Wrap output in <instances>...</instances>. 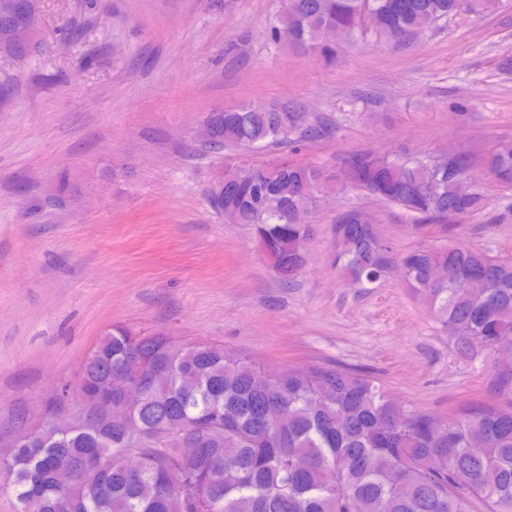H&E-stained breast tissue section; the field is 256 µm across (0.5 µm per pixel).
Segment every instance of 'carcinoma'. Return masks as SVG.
<instances>
[{
	"mask_svg": "<svg viewBox=\"0 0 512 512\" xmlns=\"http://www.w3.org/2000/svg\"><path fill=\"white\" fill-rule=\"evenodd\" d=\"M464 5L492 14L503 0H293L269 37L334 63L341 39L408 42ZM302 120L250 103L211 111L205 148H270L323 133ZM474 164L512 189V138L479 155L461 151L446 171L427 155L359 151L323 165L273 158L224 169V191L207 201L255 227L289 282L305 266L302 243L325 182L418 224L447 225L488 205L485 188L467 183ZM333 248L361 288L399 263L460 355L512 342V259L464 243L399 254L360 210L334 225ZM113 382L122 388L107 398ZM494 382L498 402L464 407L442 426L365 374L319 363L266 374L224 347L115 324L79 368L77 387L93 402L63 392L77 424L34 428L26 443L0 451V470L16 512H512V363L495 364Z\"/></svg>",
	"mask_w": 512,
	"mask_h": 512,
	"instance_id": "1",
	"label": "carcinoma"
}]
</instances>
